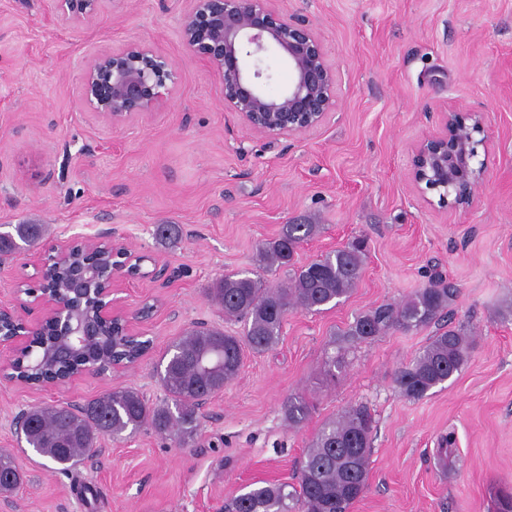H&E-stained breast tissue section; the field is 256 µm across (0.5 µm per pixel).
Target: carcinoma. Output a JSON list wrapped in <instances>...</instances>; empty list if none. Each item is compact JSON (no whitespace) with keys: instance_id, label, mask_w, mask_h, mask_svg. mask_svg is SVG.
Masks as SVG:
<instances>
[{"instance_id":"1","label":"carcinoma","mask_w":512,"mask_h":512,"mask_svg":"<svg viewBox=\"0 0 512 512\" xmlns=\"http://www.w3.org/2000/svg\"><path fill=\"white\" fill-rule=\"evenodd\" d=\"M319 231L317 224H286L280 235L256 246V261L265 272L287 269L285 283L269 284L247 272L224 275L210 289V296L224 308V316L246 321L240 339L219 329H190L162 356L158 374L171 403L152 404L136 391L110 390L81 406L46 405L28 416L25 441L40 449V456L67 471L93 457L106 436L119 438L139 430L173 436L182 446L197 437L204 414L202 401L224 389L242 364V344L255 352L271 349L278 341L288 312L294 308L320 311L340 302L355 288L368 254L367 241L356 239L301 266L295 255L301 245ZM45 235L41 224H11L0 232V255H8L39 243ZM457 289L440 278L399 303L381 304L356 317L340 333V342L350 347L382 336L392 329H418L447 315ZM472 338L454 326L433 337L411 362L393 378L399 393L421 399L434 387L458 373L466 363ZM148 349L138 340L117 348L104 333L82 355L65 365L39 373L26 372L28 379H63L85 365L126 360ZM302 396H290L284 404L285 418L298 426L310 413ZM375 420L364 405L351 406L327 422L304 454L297 484L263 482L225 506V512H347L367 488ZM0 469L12 481L0 483L1 493L17 490L24 475L10 452H0Z\"/></svg>"}]
</instances>
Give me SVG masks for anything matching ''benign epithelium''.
Returning <instances> with one entry per match:
<instances>
[{"instance_id":"1","label":"benign epithelium","mask_w":512,"mask_h":512,"mask_svg":"<svg viewBox=\"0 0 512 512\" xmlns=\"http://www.w3.org/2000/svg\"><path fill=\"white\" fill-rule=\"evenodd\" d=\"M102 0H54V12L64 23L82 21L97 14ZM182 19L185 45L219 77L224 108L237 113L256 133L288 137L319 126L336 107V66L330 62L322 40L310 22L286 16L271 0H191ZM276 55L290 78L276 95L268 92L272 79L266 59ZM176 84L172 61L153 47L127 44L95 57L83 75V98L95 114L111 125L133 122L167 100ZM482 118L471 125L454 111L445 113V130L425 139L415 149L412 178L421 191L438 192L444 207L469 203L480 183L484 164H475L473 134ZM143 257L132 255L115 232H101L94 244L70 237L42 258L39 279L32 289V304L42 319L31 325L13 308L0 305V319L15 324L0 345L12 346V355L1 367L11 369L19 353L27 349L33 333L53 324L57 339L30 359L38 366L83 353L98 335L100 326L127 321L114 312L112 284L121 274H141ZM95 299L89 317L75 314V296L89 285Z\"/></svg>"}]
</instances>
